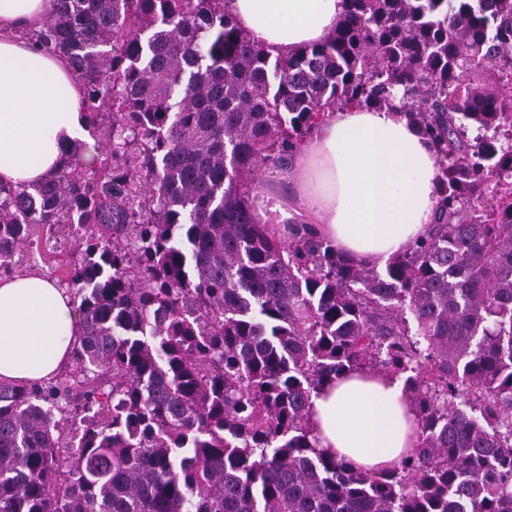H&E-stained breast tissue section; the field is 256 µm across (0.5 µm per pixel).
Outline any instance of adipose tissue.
I'll return each instance as SVG.
<instances>
[{"instance_id":"adipose-tissue-1","label":"adipose tissue","mask_w":512,"mask_h":512,"mask_svg":"<svg viewBox=\"0 0 512 512\" xmlns=\"http://www.w3.org/2000/svg\"><path fill=\"white\" fill-rule=\"evenodd\" d=\"M241 31L272 54L328 40L343 0H229ZM51 0H0V181L29 184L55 170L64 150L86 140L82 94L65 61L21 40L39 26ZM68 89L59 107L57 89ZM437 157L398 109L348 105L326 113L284 178L285 195L261 192L262 223L311 225L362 264L384 268L430 232ZM72 293L23 274L0 281V380L32 384L53 378L80 344ZM318 445L370 471L396 466L419 436L403 377L362 370L312 398Z\"/></svg>"}]
</instances>
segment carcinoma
I'll return each instance as SVG.
<instances>
[{"mask_svg":"<svg viewBox=\"0 0 512 512\" xmlns=\"http://www.w3.org/2000/svg\"><path fill=\"white\" fill-rule=\"evenodd\" d=\"M97 164L0 182V276L66 228L81 341L0 382V512H512V0H345L273 55L225 0H52ZM403 108L439 165L424 240L369 268L260 224L254 177L332 109ZM407 374L398 466L324 454L312 397Z\"/></svg>","mask_w":512,"mask_h":512,"instance_id":"cac0c4a2","label":"carcinoma"}]
</instances>
